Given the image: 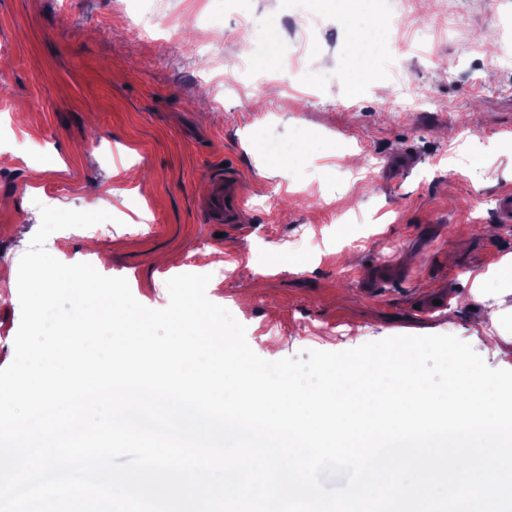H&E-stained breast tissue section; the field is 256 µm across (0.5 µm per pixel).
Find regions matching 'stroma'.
<instances>
[{"label": "stroma", "mask_w": 512, "mask_h": 512, "mask_svg": "<svg viewBox=\"0 0 512 512\" xmlns=\"http://www.w3.org/2000/svg\"><path fill=\"white\" fill-rule=\"evenodd\" d=\"M168 2L180 24L139 38L128 24L139 0H0V287L13 290L0 298V369L15 356L19 260L46 205L154 223L146 237L70 232L50 250L126 278L146 307L168 305L170 278L222 267L206 295L265 360L449 334L512 370V279L493 273L512 256V222L498 213L512 194V82L498 53L512 55V0H464L445 29L434 0L405 22L393 0H309L321 25L297 70L288 42L263 53L295 0H243L245 48L226 0ZM361 36L353 65L345 48ZM246 51L268 84L222 67ZM217 170L247 190L238 224L197 208ZM130 171L147 187L132 190ZM301 229L330 250L295 248Z\"/></svg>", "instance_id": "obj_1"}]
</instances>
